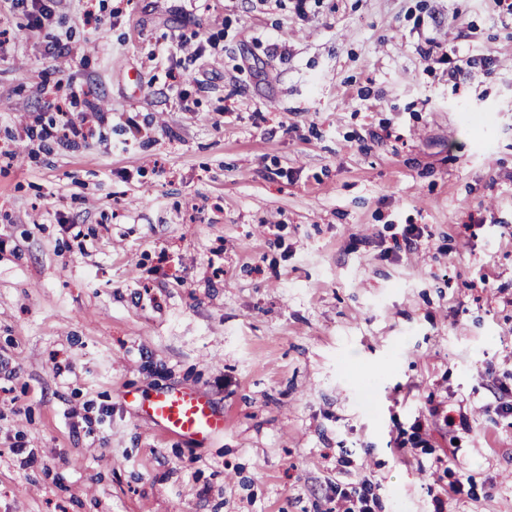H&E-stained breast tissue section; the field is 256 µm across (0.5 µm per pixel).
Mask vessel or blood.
I'll return each mask as SVG.
<instances>
[{"label":"vessel or blood","mask_w":512,"mask_h":512,"mask_svg":"<svg viewBox=\"0 0 512 512\" xmlns=\"http://www.w3.org/2000/svg\"><path fill=\"white\" fill-rule=\"evenodd\" d=\"M123 398L136 415L188 442H203L224 431L223 413L190 389L163 388L144 398L129 390Z\"/></svg>","instance_id":"1"}]
</instances>
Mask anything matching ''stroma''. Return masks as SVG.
<instances>
[{"mask_svg": "<svg viewBox=\"0 0 512 512\" xmlns=\"http://www.w3.org/2000/svg\"><path fill=\"white\" fill-rule=\"evenodd\" d=\"M44 2L0 0V512H512V0ZM135 410L163 432L188 442H204L224 432V413L191 389L163 388L146 398L127 390L119 394ZM376 486L360 484L359 486H336L338 510L336 512H372L376 504Z\"/></svg>", "mask_w": 512, "mask_h": 512, "instance_id": "stroma-1", "label": "stroma"}]
</instances>
